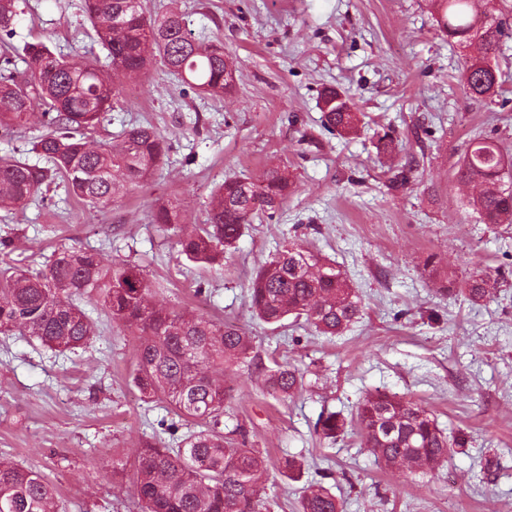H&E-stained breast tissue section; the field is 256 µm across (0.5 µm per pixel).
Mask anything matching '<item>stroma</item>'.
<instances>
[{
  "mask_svg": "<svg viewBox=\"0 0 512 512\" xmlns=\"http://www.w3.org/2000/svg\"><path fill=\"white\" fill-rule=\"evenodd\" d=\"M174 3L196 35L236 54L233 89L221 98L197 94L158 62L144 79L125 82L92 137L105 143L152 124L169 144L161 169L102 212L61 187L24 212L1 210L0 242L40 263L73 246L141 264L160 303L233 322L264 366L304 370L305 389L284 402L254 370H228L235 392L224 422L245 424L248 447L269 462L288 453L303 458L305 478L330 472L347 512H512V276L481 306L436 283L512 269V225L481 224L471 189L455 178L475 138L496 140L512 158V38L494 61L497 95L478 104L464 92L463 54L439 30L431 0H146V8L160 14ZM30 4L15 23L14 46L43 41L99 54L80 0ZM328 85L362 112L357 134L324 128L317 102ZM387 129L395 143L383 154L376 143ZM411 159L408 184L391 188ZM271 167L288 172L297 191L273 219L248 226L223 271L187 261L149 221L151 207L168 202L186 227L204 223L210 192L226 175L258 180ZM291 242L354 282L363 315L344 336L316 335L301 320L277 328L253 318L252 276ZM137 344L106 324L89 346L63 355L0 334V458L45 475L66 512H137L141 442L177 445L160 426L164 408L131 384ZM375 390L421 403L448 435L468 437L466 453L411 477L380 468L357 428L334 444L315 435L321 413L352 416ZM116 460L122 470L101 480L99 470Z\"/></svg>",
  "mask_w": 512,
  "mask_h": 512,
  "instance_id": "1",
  "label": "stroma"
}]
</instances>
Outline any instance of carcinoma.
<instances>
[{"instance_id": "carcinoma-1", "label": "carcinoma", "mask_w": 512, "mask_h": 512, "mask_svg": "<svg viewBox=\"0 0 512 512\" xmlns=\"http://www.w3.org/2000/svg\"><path fill=\"white\" fill-rule=\"evenodd\" d=\"M437 24L461 48L479 44L465 61L460 82L470 99L484 102L498 93L491 59L512 34L496 15L500 0H435ZM26 0H0V42L15 35L14 23ZM91 38L106 52L109 71L98 56L75 60L44 42L26 43L16 57H0V129L25 127L36 111L47 130L32 141L26 157H0V209L24 210L61 181L66 193L91 209L105 210L129 188L152 177L168 152L154 128L134 125L118 139L99 143L91 133L112 111L121 89L115 77L137 78L160 57L170 75L191 89L224 96L235 80L237 61L221 43L195 37L182 11L146 13L142 0H84ZM23 62L31 79L16 75ZM324 124L353 135L361 122L350 100L334 88L320 94ZM458 178L479 188L470 201L485 224H512V162L489 139L471 143L457 169ZM293 191L279 168L268 169L260 183L246 177L224 178L213 191L204 227L182 226L180 211L161 202L151 222L176 236L180 254L194 263L224 267V253L235 247L246 226L273 215ZM475 273L460 294L471 305L491 298L499 279ZM249 298L254 315L270 325L304 320L323 336L340 337L362 313L361 301L346 273L335 263L290 245L259 265ZM100 305L110 323L138 336L132 383L148 402L161 401L186 428L175 448L144 441L135 463L134 493L141 512H258L268 476L267 459L253 448L238 447L246 428L224 431V403L233 388L224 372L240 364L263 373L268 393L286 399L304 386L303 373L291 364L273 368L254 364L252 343L239 327L204 314L169 310L152 300L143 266L105 263L96 250L63 247L37 268L24 260H0V332L27 334L59 352L82 348L99 325L81 307ZM356 422L365 444L388 468L406 466L431 473L447 464L452 443L423 406L396 393L376 391L363 397ZM350 425L342 413H322L315 433L331 442ZM282 475L295 480L303 463L295 455L279 459ZM0 512H59L56 487L41 473L0 459ZM297 512H344L343 502L313 481L303 487Z\"/></svg>"}]
</instances>
